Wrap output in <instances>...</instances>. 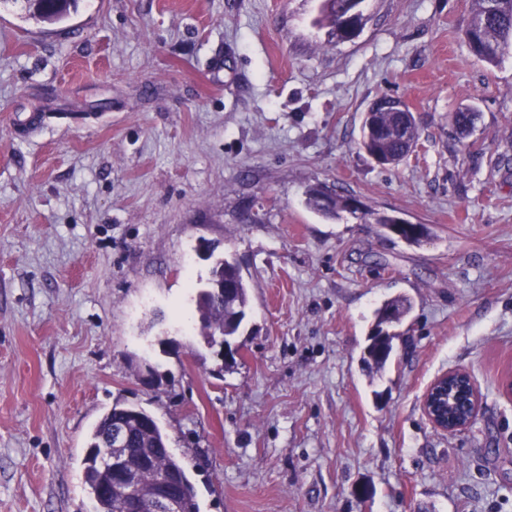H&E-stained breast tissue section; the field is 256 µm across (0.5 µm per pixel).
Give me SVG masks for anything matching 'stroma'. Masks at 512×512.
Returning a JSON list of instances; mask_svg holds the SVG:
<instances>
[{"label": "stroma", "instance_id": "obj_1", "mask_svg": "<svg viewBox=\"0 0 512 512\" xmlns=\"http://www.w3.org/2000/svg\"><path fill=\"white\" fill-rule=\"evenodd\" d=\"M321 2L80 0L47 30L0 0V512H95L83 459L118 400L201 512H512V55L470 53L471 0H363L343 42ZM390 96L420 139L383 167L359 142ZM317 184L429 236L322 218ZM204 243L249 286L230 369L198 334ZM398 294L405 340L368 375ZM456 368L481 411L447 434L421 399ZM389 308L397 309L402 319L390 321L386 317V311ZM409 310L406 300L401 297H395L385 301L375 311V324L371 334L368 336V345L365 348L363 361L368 371L378 372L386 366L394 351V341L399 338V334L392 331L395 325L401 323ZM453 375H457L459 377L467 376L470 378L471 384L473 385V388H474L475 412H474L473 416L470 418L469 422L466 423L465 425L457 426L452 429H448V419L446 421L442 422V420L440 418H437L436 414L432 413L431 411L433 409L432 402L435 397L434 394L437 393L436 386L442 381L447 382V387H446L447 388V396L442 392L444 395L441 396V399L447 400V402H448V377L453 376ZM422 409H423L425 416L428 418V420L437 429H439L443 432L453 433V432L462 431V430H465L466 428H468L476 420V418L478 416V412H479V392H478L477 386L473 380L472 375L464 369H454V370H450L448 372H445V373L437 376L432 381V383L428 386V388L426 389V391L424 392V394L422 396Z\"/></svg>", "mask_w": 512, "mask_h": 512}]
</instances>
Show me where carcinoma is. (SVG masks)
<instances>
[{
	"label": "carcinoma",
	"mask_w": 512,
	"mask_h": 512,
	"mask_svg": "<svg viewBox=\"0 0 512 512\" xmlns=\"http://www.w3.org/2000/svg\"><path fill=\"white\" fill-rule=\"evenodd\" d=\"M25 17L43 26L61 24L77 12L79 0H22ZM362 0H324V20L331 26L338 41L346 40V27L362 23L358 11ZM464 40L469 50L480 60L497 64L512 54V0H472L470 20L464 30ZM475 113L468 108L454 112L457 130L464 134L473 125ZM419 141V131L408 126L405 112H377L371 120H363L361 147L378 156L383 164L391 165L405 159L414 151ZM326 186L316 185L306 192L307 207L326 219H336L348 211V196L325 195ZM362 219L368 224H380L388 229L395 226L397 218L367 208L361 210ZM208 281L216 284L232 283L233 291L224 296L199 288L196 295L199 335L210 341L220 333L224 340L236 336L245 323L249 309V292L239 263L218 259L210 271ZM390 308L406 315L409 305L401 297L385 301L375 311V324L368 336L363 361L368 371L378 372L386 366L394 351V341L399 334L392 331L396 322L386 317ZM124 429L129 434L130 446L148 448L156 459V470L142 475V488H148L157 475L173 471L178 475L176 494L180 512H201L197 491L180 462L167 447L166 436L157 419L144 408L117 401L112 404L93 427L84 457L85 478L96 503V512H124L122 494H109L101 481V465L91 454V449L102 448L114 430Z\"/></svg>",
	"instance_id": "obj_1"
}]
</instances>
